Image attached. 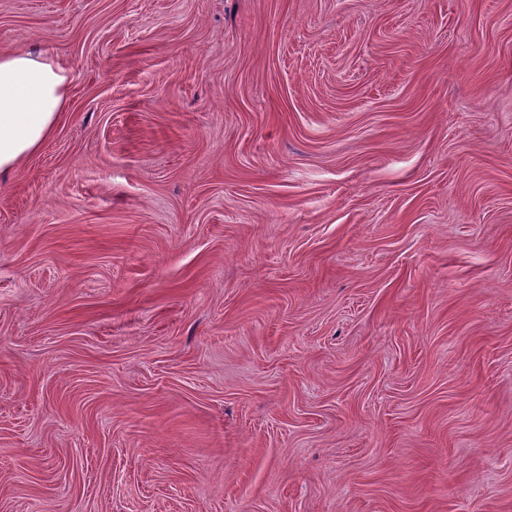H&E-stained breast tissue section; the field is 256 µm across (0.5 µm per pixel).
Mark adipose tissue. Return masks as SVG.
I'll return each instance as SVG.
<instances>
[{
	"instance_id": "adipose-tissue-1",
	"label": "adipose tissue",
	"mask_w": 512,
	"mask_h": 512,
	"mask_svg": "<svg viewBox=\"0 0 512 512\" xmlns=\"http://www.w3.org/2000/svg\"><path fill=\"white\" fill-rule=\"evenodd\" d=\"M71 76L44 51L0 53V173L15 169L53 136Z\"/></svg>"
}]
</instances>
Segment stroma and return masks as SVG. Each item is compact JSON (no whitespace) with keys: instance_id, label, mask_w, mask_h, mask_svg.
<instances>
[{"instance_id":"35a3bbf8","label":"stroma","mask_w":512,"mask_h":512,"mask_svg":"<svg viewBox=\"0 0 512 512\" xmlns=\"http://www.w3.org/2000/svg\"><path fill=\"white\" fill-rule=\"evenodd\" d=\"M33 46L0 512H512V0H0Z\"/></svg>"}]
</instances>
